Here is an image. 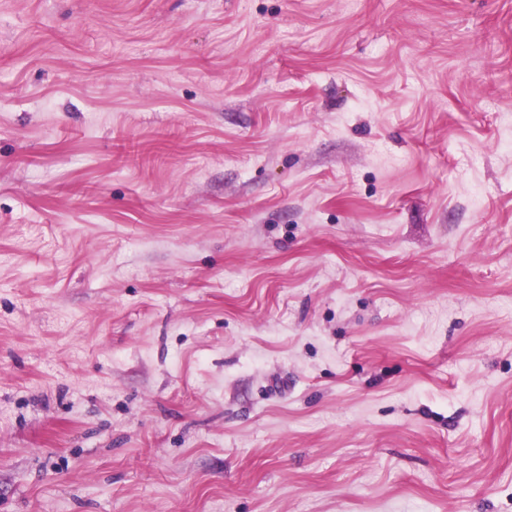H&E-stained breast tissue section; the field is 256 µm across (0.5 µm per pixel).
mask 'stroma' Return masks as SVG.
<instances>
[{
    "mask_svg": "<svg viewBox=\"0 0 512 512\" xmlns=\"http://www.w3.org/2000/svg\"><path fill=\"white\" fill-rule=\"evenodd\" d=\"M512 0H0V512H512Z\"/></svg>",
    "mask_w": 512,
    "mask_h": 512,
    "instance_id": "stroma-1",
    "label": "stroma"
}]
</instances>
